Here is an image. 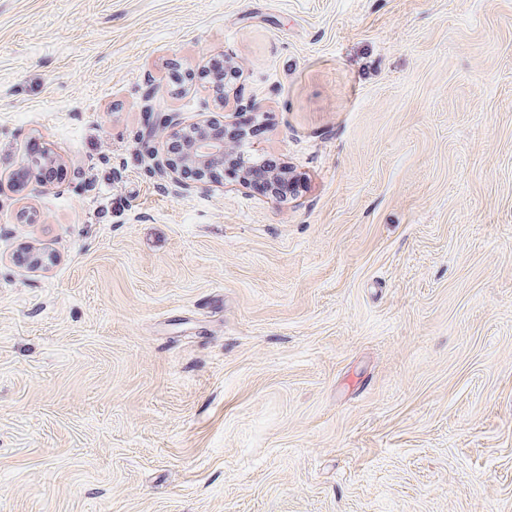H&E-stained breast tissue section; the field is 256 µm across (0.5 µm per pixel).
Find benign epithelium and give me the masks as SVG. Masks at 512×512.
Instances as JSON below:
<instances>
[{
    "label": "benign epithelium",
    "instance_id": "7a95c632",
    "mask_svg": "<svg viewBox=\"0 0 512 512\" xmlns=\"http://www.w3.org/2000/svg\"><path fill=\"white\" fill-rule=\"evenodd\" d=\"M210 89L216 102L223 107L228 105V85L223 76L213 78ZM147 129L151 133L159 131L170 136L175 135L184 141L183 153L177 159L169 160L167 175L175 187L185 192L195 187L206 189L218 183L222 179L217 172V167L221 163L237 170L238 183L241 185L250 184L251 174L261 167L258 159L240 149V142L245 139V136H240L233 144L212 139L205 133L206 124L195 122L184 126L175 112L163 115L149 112ZM26 164L39 172L45 167H60L63 165V160L52 153H47L41 158H26ZM185 165H192L201 173L199 182L193 186L182 183L178 178L181 167ZM18 261L35 268H43L54 263V256L50 253L31 250L21 254Z\"/></svg>",
    "mask_w": 512,
    "mask_h": 512
}]
</instances>
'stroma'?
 Here are the masks:
<instances>
[{
  "label": "stroma",
  "instance_id": "1",
  "mask_svg": "<svg viewBox=\"0 0 512 512\" xmlns=\"http://www.w3.org/2000/svg\"><path fill=\"white\" fill-rule=\"evenodd\" d=\"M0 512H512V0H0ZM148 109L150 105H147ZM147 129L150 133L159 131L167 133L169 137L174 134L184 141V151L177 160L169 159L167 164V175L172 184L185 192L193 188L206 189L210 186H216L224 176L216 171L219 163L224 167H231L237 170L239 178L238 183L248 185L251 183V174L262 164L257 163L258 158L249 156L245 151L240 150V145L245 135H241L233 144L225 141H218L206 135V124L195 122L189 125H182L177 113L171 112L163 115H155L153 110H148ZM192 165L201 173L199 182L195 185H186L182 183L176 174L181 171V167Z\"/></svg>",
  "mask_w": 512,
  "mask_h": 512
}]
</instances>
